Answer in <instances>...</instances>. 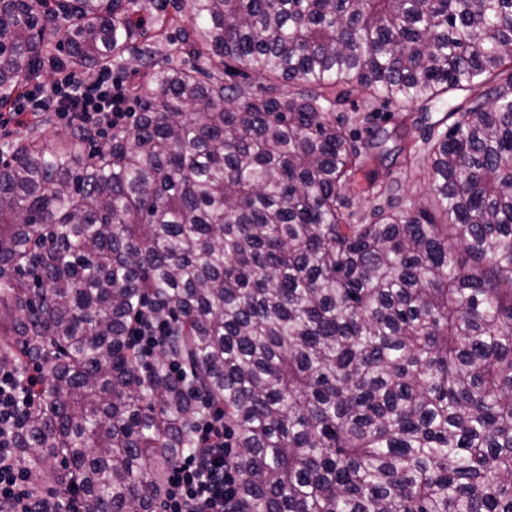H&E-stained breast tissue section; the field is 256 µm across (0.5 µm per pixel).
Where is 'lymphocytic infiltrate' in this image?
Returning a JSON list of instances; mask_svg holds the SVG:
<instances>
[{
	"label": "lymphocytic infiltrate",
	"instance_id": "1",
	"mask_svg": "<svg viewBox=\"0 0 512 512\" xmlns=\"http://www.w3.org/2000/svg\"><path fill=\"white\" fill-rule=\"evenodd\" d=\"M48 85L24 87L0 113V131L19 134L32 122L50 114L72 129L90 130L108 137L112 129L133 126L132 88L102 68L94 79L82 71L58 67ZM132 342L144 364H152L167 336V322L145 309L131 331ZM46 372L44 363L19 371L0 367V512H45L13 455L16 434L32 407V395ZM196 452L173 468L159 512H231V494L239 466L224 446V414L208 410L197 425Z\"/></svg>",
	"mask_w": 512,
	"mask_h": 512
}]
</instances>
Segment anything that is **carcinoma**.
<instances>
[{
    "instance_id": "1",
    "label": "carcinoma",
    "mask_w": 512,
    "mask_h": 512,
    "mask_svg": "<svg viewBox=\"0 0 512 512\" xmlns=\"http://www.w3.org/2000/svg\"><path fill=\"white\" fill-rule=\"evenodd\" d=\"M153 4L0 0V100L54 41L80 70L139 42L150 72L134 128L0 167V366L52 363L14 448L32 487L156 512L212 404L235 512H512V0H179L168 51L133 21ZM487 84L429 150L433 208L350 223L368 157L328 106ZM131 336L133 346L138 350L142 362L151 365L164 345L167 319L156 315L149 305L136 319Z\"/></svg>"
}]
</instances>
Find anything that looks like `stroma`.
<instances>
[{"label":"stroma","instance_id":"stroma-1","mask_svg":"<svg viewBox=\"0 0 512 512\" xmlns=\"http://www.w3.org/2000/svg\"><path fill=\"white\" fill-rule=\"evenodd\" d=\"M471 91L451 89L426 104L376 103L368 94H353L329 111L353 130L379 173L376 183L358 174L348 192L354 223H369L375 208L386 206V185H394L403 209H413L430 196L427 153L436 140L437 122L446 113L468 107Z\"/></svg>","mask_w":512,"mask_h":512}]
</instances>
